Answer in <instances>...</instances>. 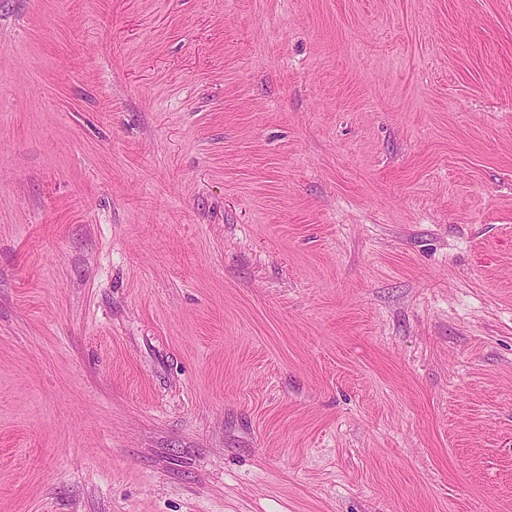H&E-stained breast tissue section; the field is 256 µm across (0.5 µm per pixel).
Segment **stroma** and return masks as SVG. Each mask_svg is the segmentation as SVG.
<instances>
[{
    "label": "stroma",
    "mask_w": 512,
    "mask_h": 512,
    "mask_svg": "<svg viewBox=\"0 0 512 512\" xmlns=\"http://www.w3.org/2000/svg\"><path fill=\"white\" fill-rule=\"evenodd\" d=\"M0 512H512V0H0Z\"/></svg>",
    "instance_id": "stroma-1"
}]
</instances>
